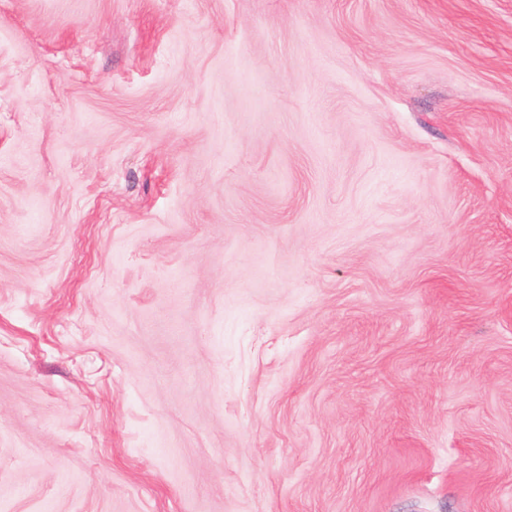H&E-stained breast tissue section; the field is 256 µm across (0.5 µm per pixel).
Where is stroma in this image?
Instances as JSON below:
<instances>
[{
    "mask_svg": "<svg viewBox=\"0 0 512 512\" xmlns=\"http://www.w3.org/2000/svg\"><path fill=\"white\" fill-rule=\"evenodd\" d=\"M0 512H512V0H0Z\"/></svg>",
    "mask_w": 512,
    "mask_h": 512,
    "instance_id": "35a3bbf8",
    "label": "stroma"
}]
</instances>
